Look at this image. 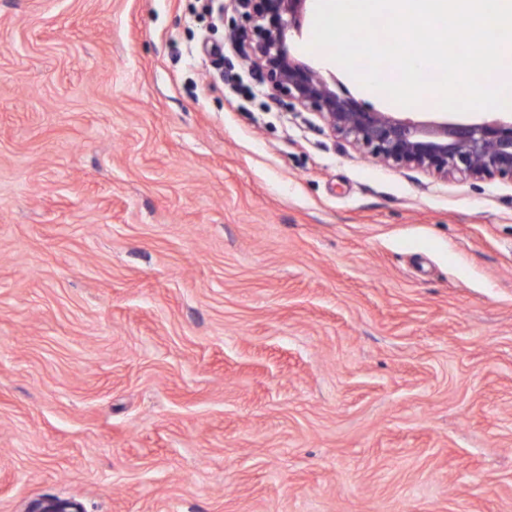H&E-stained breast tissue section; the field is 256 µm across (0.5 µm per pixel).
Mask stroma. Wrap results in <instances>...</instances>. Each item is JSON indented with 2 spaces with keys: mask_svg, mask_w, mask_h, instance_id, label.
I'll use <instances>...</instances> for the list:
<instances>
[{
  "mask_svg": "<svg viewBox=\"0 0 512 512\" xmlns=\"http://www.w3.org/2000/svg\"><path fill=\"white\" fill-rule=\"evenodd\" d=\"M194 3L0 0V512H512V184L365 157ZM30 512H82V508L75 500L45 498L37 500Z\"/></svg>",
  "mask_w": 512,
  "mask_h": 512,
  "instance_id": "stroma-1",
  "label": "stroma"
}]
</instances>
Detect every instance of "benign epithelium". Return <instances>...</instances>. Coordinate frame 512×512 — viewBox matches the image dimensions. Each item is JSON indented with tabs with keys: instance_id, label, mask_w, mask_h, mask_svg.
I'll return each mask as SVG.
<instances>
[{
	"instance_id": "1",
	"label": "benign epithelium",
	"mask_w": 512,
	"mask_h": 512,
	"mask_svg": "<svg viewBox=\"0 0 512 512\" xmlns=\"http://www.w3.org/2000/svg\"><path fill=\"white\" fill-rule=\"evenodd\" d=\"M310 0H234L244 20L242 53L280 99L317 114L330 131L360 153L387 166L441 178L512 183V113L470 123L421 121L414 112H382L353 96L338 95L321 70L293 57L287 46L301 32ZM30 512H82L75 500L45 498Z\"/></svg>"
}]
</instances>
